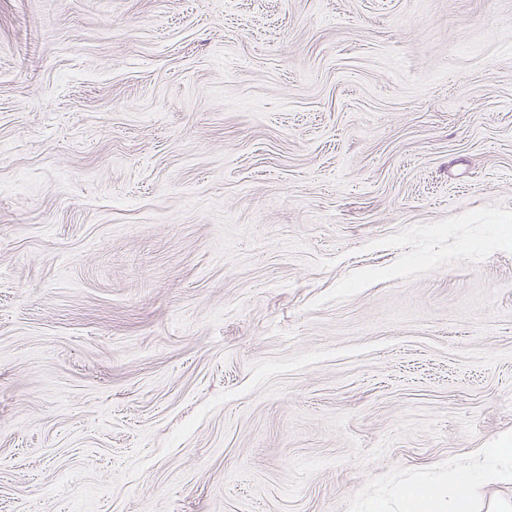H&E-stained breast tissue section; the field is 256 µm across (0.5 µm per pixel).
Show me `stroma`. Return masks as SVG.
<instances>
[{
	"label": "stroma",
	"instance_id": "35a3bbf8",
	"mask_svg": "<svg viewBox=\"0 0 512 512\" xmlns=\"http://www.w3.org/2000/svg\"><path fill=\"white\" fill-rule=\"evenodd\" d=\"M512 448V0H0V512H366Z\"/></svg>",
	"mask_w": 512,
	"mask_h": 512
}]
</instances>
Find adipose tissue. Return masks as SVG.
Returning <instances> with one entry per match:
<instances>
[{"mask_svg":"<svg viewBox=\"0 0 512 512\" xmlns=\"http://www.w3.org/2000/svg\"><path fill=\"white\" fill-rule=\"evenodd\" d=\"M485 454L502 461L503 469L478 474L459 470L428 484L401 485L395 500L399 512H512L511 502L480 506L472 497L475 486H495L512 476V448H489Z\"/></svg>","mask_w":512,"mask_h":512,"instance_id":"1","label":"adipose tissue"}]
</instances>
